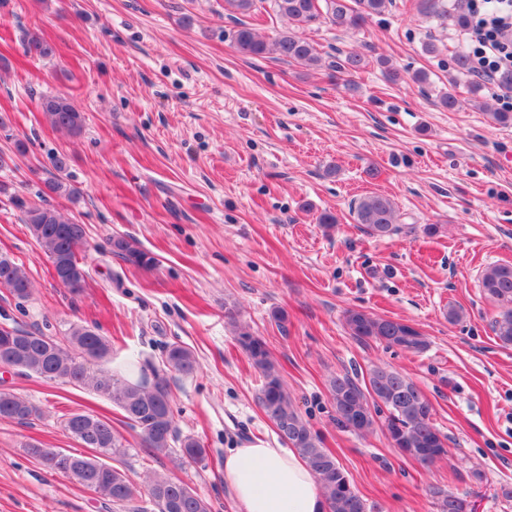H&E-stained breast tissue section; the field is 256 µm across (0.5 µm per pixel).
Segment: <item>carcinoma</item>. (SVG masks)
<instances>
[{
  "instance_id": "carcinoma-1",
  "label": "carcinoma",
  "mask_w": 512,
  "mask_h": 512,
  "mask_svg": "<svg viewBox=\"0 0 512 512\" xmlns=\"http://www.w3.org/2000/svg\"><path fill=\"white\" fill-rule=\"evenodd\" d=\"M259 0H224V10L237 30L235 49L244 56L273 55L283 62H298L322 67L316 48L292 30L269 40L251 27L244 18L257 10ZM274 0L276 12L288 23L304 29L328 23L341 30L358 29L373 16L384 14L391 0ZM417 11L425 17L448 20L463 27L467 14L459 3L449 6L443 0H417ZM28 53L49 57L53 48L37 35L27 34ZM365 56L350 51L328 68L341 75L358 71ZM39 106L50 126L72 136L82 133L84 113L64 94L45 95ZM48 193L77 198L78 189L63 179L52 177L45 183ZM24 223L42 253L59 275L62 286L73 295L88 286V270L79 258L86 241L85 225L68 217L48 200L23 206ZM356 221L364 233L384 239L401 231L392 200L381 194H369L354 203ZM109 252L124 263L141 268L155 265V258L136 243L122 236L108 240ZM0 288L15 299L26 301L31 295V281L23 265L8 254H0ZM480 288L496 309L491 328L501 345H512V264L497 263L486 267ZM345 328L359 342H379L388 348L419 354L430 342L419 330L399 320L376 317L362 310L349 309L343 317ZM239 344L261 378L257 401L273 423L280 439L295 449L316 476L324 493L328 512H375L353 487L335 455L323 447L320 436L299 413L284 384L279 365L272 359L265 341L231 320ZM112 361V342L94 328L74 323L62 340L20 327L0 326V364L16 365L30 376L58 381L82 388L106 398L121 412L124 423L138 431L140 444L154 455L169 453L171 443L181 445L182 456L192 462L204 459L206 450L191 436L179 437L172 391L168 375L189 376L196 371L194 352L178 343L169 345L163 368L137 366L140 377L123 376L112 371H93L90 364ZM329 393L336 414V425L366 436L374 429L375 416L385 414L384 427L395 448L406 458L431 466L448 455V436L432 420V405L421 388L396 369L376 366L367 381L359 383L348 375H338L329 382ZM36 407L25 397L0 391V421L27 423L36 416ZM64 430L90 450L88 455L69 454L38 443L27 445L28 454L46 469L64 474L98 497L124 509L134 504L133 512H211L210 502L187 483L167 475L146 477L139 488L119 467L109 464L125 453L126 439L111 422L92 411L73 412L62 421ZM438 512H460L457 503L464 496L449 490L434 491Z\"/></svg>"
}]
</instances>
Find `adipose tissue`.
I'll use <instances>...</instances> for the list:
<instances>
[{
  "instance_id": "1",
  "label": "adipose tissue",
  "mask_w": 512,
  "mask_h": 512,
  "mask_svg": "<svg viewBox=\"0 0 512 512\" xmlns=\"http://www.w3.org/2000/svg\"><path fill=\"white\" fill-rule=\"evenodd\" d=\"M224 482L235 512H326L319 484L291 448L255 440L230 449L224 458Z\"/></svg>"
}]
</instances>
